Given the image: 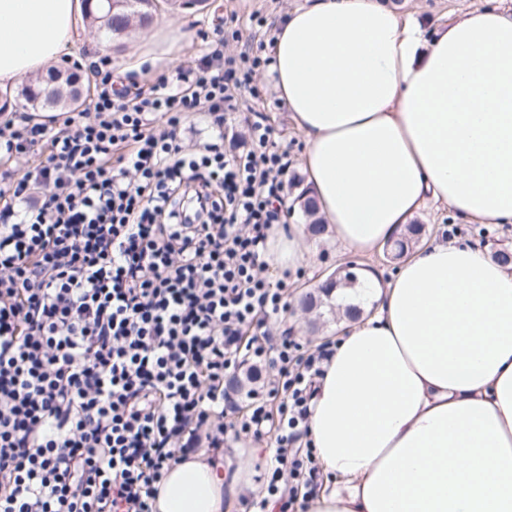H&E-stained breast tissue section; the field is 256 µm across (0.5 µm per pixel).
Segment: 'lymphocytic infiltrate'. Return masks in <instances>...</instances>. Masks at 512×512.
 <instances>
[{
    "label": "lymphocytic infiltrate",
    "instance_id": "lymphocytic-infiltrate-1",
    "mask_svg": "<svg viewBox=\"0 0 512 512\" xmlns=\"http://www.w3.org/2000/svg\"><path fill=\"white\" fill-rule=\"evenodd\" d=\"M261 57L209 44L150 91L110 90L61 124L0 122V512H153L181 456L273 435L259 494L296 512L317 479L306 436L329 348L283 329L269 278L288 150L265 120L226 152ZM211 130L187 150L178 130ZM272 364L245 401L224 376Z\"/></svg>",
    "mask_w": 512,
    "mask_h": 512
}]
</instances>
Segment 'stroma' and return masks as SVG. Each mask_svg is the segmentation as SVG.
Segmentation results:
<instances>
[{
	"label": "stroma",
	"mask_w": 512,
	"mask_h": 512,
	"mask_svg": "<svg viewBox=\"0 0 512 512\" xmlns=\"http://www.w3.org/2000/svg\"><path fill=\"white\" fill-rule=\"evenodd\" d=\"M306 0H203L202 4L188 11L162 10L163 19L177 20L182 32L181 40L173 49V67L189 69L195 66L201 55L200 32L213 31L224 18L233 15L237 18L238 34L226 37L224 53L237 55L243 44H251L255 53L269 56V42L276 35L277 28L288 12L305 4ZM390 9L401 17L415 16L424 20L427 30L433 31L447 25L460 13L489 6L512 8V0H383ZM259 14L267 21L265 27L255 26L251 16ZM273 74L269 68L253 72L251 85L254 95L244 96L240 102L237 128H244L247 122L256 120L258 115L267 116L272 126L279 132L282 145L287 146L291 162L286 188L287 198H295L303 190L305 178L300 161L303 152V137L293 127L288 117L286 105L279 99L273 88ZM422 227V241H430L439 234L441 227L455 229L456 240L479 243L497 250L503 247L512 249V224H479L464 219L445 206L426 204L413 218ZM349 252L343 251L338 242L324 236L313 238L302 262L287 278L288 299L292 304L285 315V324L293 329L304 348L313 349L330 342L339 330L342 316L338 313L302 311L298 301L305 289L317 280L326 278L336 271L340 264L349 260Z\"/></svg>",
	"instance_id": "1"
}]
</instances>
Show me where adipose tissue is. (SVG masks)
Listing matches in <instances>:
<instances>
[{"mask_svg": "<svg viewBox=\"0 0 512 512\" xmlns=\"http://www.w3.org/2000/svg\"><path fill=\"white\" fill-rule=\"evenodd\" d=\"M105 0H0V110L70 57ZM271 71L305 141L307 195L346 251L368 255L426 202L512 224V10L461 13L427 32L381 0H308L281 24ZM305 225L273 226L272 261L296 268ZM376 313L323 365L308 425L326 479L306 512H512V268L472 243L413 250L387 285L363 272ZM242 455L181 458L155 512H236Z\"/></svg>", "mask_w": 512, "mask_h": 512, "instance_id": "obj_1", "label": "adipose tissue"}]
</instances>
